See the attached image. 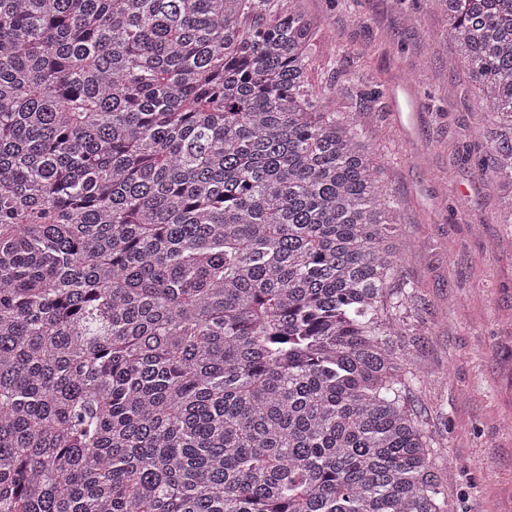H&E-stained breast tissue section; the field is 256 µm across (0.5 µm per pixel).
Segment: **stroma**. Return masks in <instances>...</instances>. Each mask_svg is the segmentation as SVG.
Listing matches in <instances>:
<instances>
[{
	"label": "stroma",
	"instance_id": "35a3bbf8",
	"mask_svg": "<svg viewBox=\"0 0 512 512\" xmlns=\"http://www.w3.org/2000/svg\"><path fill=\"white\" fill-rule=\"evenodd\" d=\"M325 35L311 66L357 111L406 247L393 282L409 406L436 444L451 512H512V206L484 171L486 116L449 68L427 0H301ZM380 90L373 111L360 94Z\"/></svg>",
	"mask_w": 512,
	"mask_h": 512
}]
</instances>
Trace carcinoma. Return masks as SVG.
<instances>
[{"label": "carcinoma", "instance_id": "cac0c4a2", "mask_svg": "<svg viewBox=\"0 0 512 512\" xmlns=\"http://www.w3.org/2000/svg\"><path fill=\"white\" fill-rule=\"evenodd\" d=\"M432 4L512 194V0ZM318 31L298 0H0V512H449Z\"/></svg>", "mask_w": 512, "mask_h": 512}]
</instances>
